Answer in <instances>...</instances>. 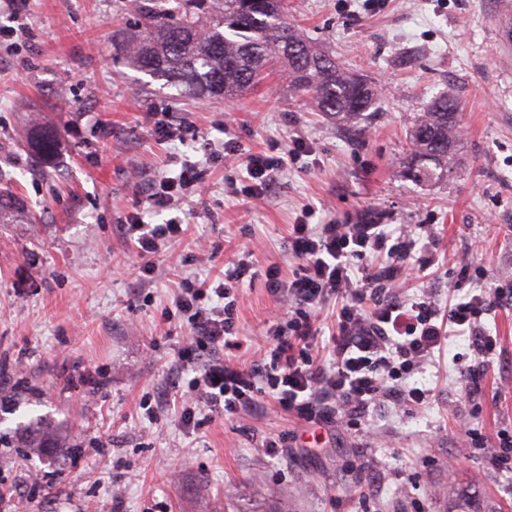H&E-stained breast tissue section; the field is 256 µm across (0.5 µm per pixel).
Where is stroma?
<instances>
[{
  "label": "stroma",
  "mask_w": 512,
  "mask_h": 512,
  "mask_svg": "<svg viewBox=\"0 0 512 512\" xmlns=\"http://www.w3.org/2000/svg\"><path fill=\"white\" fill-rule=\"evenodd\" d=\"M503 0H287L312 42L378 84L365 133L336 128L292 95L275 72L234 101H184L124 64L114 30L135 22L128 0H26L28 31L0 48V173L19 178L33 224H0V512H512V471L493 466L498 436L512 432V304L483 320L500 347L479 367L470 341L452 337L406 379L429 391L406 414L386 402L356 426L308 423L271 401L226 416L195 408L181 423L192 372L181 351L192 334L175 308L184 280L216 281L242 253L259 275L240 290V349L266 347L279 303L264 272L291 277L290 224L370 218L428 225L435 264L416 286L440 309L455 285L512 283V49L495 24ZM461 103L455 166L414 181L404 174L406 131L445 88ZM149 112L185 120L183 141H163ZM53 132L41 159L32 129ZM233 137L237 154L222 152ZM311 154L279 176L262 201L224 192L248 155ZM199 163L208 190L175 218L184 238L140 259L119 225L149 185ZM479 379H472L473 369ZM50 422L72 453L43 483L27 456L28 424ZM473 429L467 441L462 429ZM286 440L271 457L269 441Z\"/></svg>",
  "instance_id": "35a3bbf8"
}]
</instances>
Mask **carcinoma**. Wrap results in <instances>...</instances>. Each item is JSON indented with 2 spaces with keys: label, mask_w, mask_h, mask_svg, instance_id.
I'll list each match as a JSON object with an SVG mask.
<instances>
[{
  "label": "carcinoma",
  "mask_w": 512,
  "mask_h": 512,
  "mask_svg": "<svg viewBox=\"0 0 512 512\" xmlns=\"http://www.w3.org/2000/svg\"><path fill=\"white\" fill-rule=\"evenodd\" d=\"M133 5L139 29L115 33L125 64L198 99L233 97L276 65L293 92L308 97L339 126L360 122L380 99L374 82L343 68L285 21L283 0H133ZM407 137V176L429 179L434 170L455 165L461 126L454 90L431 99ZM32 143L47 156L54 138L37 129ZM25 208L9 183L0 186L1 224L31 220ZM26 447L40 457L61 444L44 422Z\"/></svg>",
  "instance_id": "carcinoma-1"
}]
</instances>
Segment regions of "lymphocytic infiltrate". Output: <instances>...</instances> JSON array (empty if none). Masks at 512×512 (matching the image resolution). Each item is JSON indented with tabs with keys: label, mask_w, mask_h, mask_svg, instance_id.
I'll use <instances>...</instances> for the list:
<instances>
[{
	"label": "lymphocytic infiltrate",
	"mask_w": 512,
	"mask_h": 512,
	"mask_svg": "<svg viewBox=\"0 0 512 512\" xmlns=\"http://www.w3.org/2000/svg\"><path fill=\"white\" fill-rule=\"evenodd\" d=\"M309 152L307 141L299 138L285 155H249L240 178L226 180L224 188L233 196L262 200L275 188L278 174ZM201 181L196 163L185 162L178 175L152 184L148 203L159 210L179 208L199 194ZM120 230L133 242L146 273L153 268L152 255L184 233L176 220L148 224L139 211L128 213ZM430 237L421 224L391 229L365 219L352 224L298 219L288 231V250L299 261L292 278L282 279L274 264L265 271L269 289L292 313L268 321L269 346L249 364L225 356L239 345V289L249 264L238 261L213 288L200 280L183 282L175 303L193 329L183 358L190 362L199 353L207 355L188 383L191 404L183 411L184 425L194 422V404L233 416L256 410L265 398L310 422L338 416L353 421L385 398L413 412L426 393L402 381L444 346L449 328L468 337L479 357L492 358L499 342L485 332L481 319L502 305L506 290L471 289L449 306L444 324L428 295L402 299L411 271L430 261ZM338 298L344 304L329 332L330 358L324 363L317 357L321 329L313 311Z\"/></svg>",
	"instance_id": "lymphocytic-infiltrate-1"
}]
</instances>
